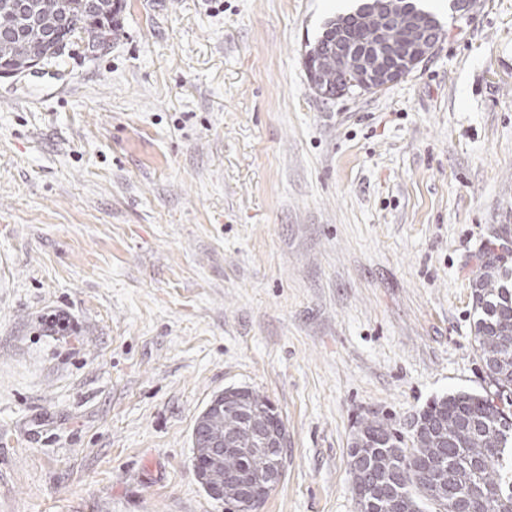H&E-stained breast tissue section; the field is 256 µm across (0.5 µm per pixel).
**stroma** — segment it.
Returning a JSON list of instances; mask_svg holds the SVG:
<instances>
[{
  "instance_id": "stroma-1",
  "label": "stroma",
  "mask_w": 512,
  "mask_h": 512,
  "mask_svg": "<svg viewBox=\"0 0 512 512\" xmlns=\"http://www.w3.org/2000/svg\"><path fill=\"white\" fill-rule=\"evenodd\" d=\"M451 2L433 55L335 100L305 54L336 0H122L104 45L0 77V512H224L192 431L240 387L288 431L259 512H357L359 419L481 391L512 0Z\"/></svg>"
}]
</instances>
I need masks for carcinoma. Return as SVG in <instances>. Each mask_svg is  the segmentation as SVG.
<instances>
[{
  "mask_svg": "<svg viewBox=\"0 0 512 512\" xmlns=\"http://www.w3.org/2000/svg\"><path fill=\"white\" fill-rule=\"evenodd\" d=\"M393 12L346 14L350 39L369 46L376 58L393 46L413 41L397 21L409 9L405 0ZM120 0H0V63L25 69L35 59L62 56L82 31L94 49L116 34ZM332 20L306 54L312 89L322 97L342 95L347 84L370 73L336 51ZM508 259H481L473 299L476 352L484 363L488 390L457 392L433 401L403 436L389 422L373 417L357 422L350 446V473L364 512H421L428 503L439 512H512V270ZM271 426L284 422L270 400L248 388L234 393L224 414L204 428L230 436L236 452L224 455V468L203 471L208 487L223 482L224 471L247 479L261 471L251 449L262 447Z\"/></svg>",
  "mask_w": 512,
  "mask_h": 512,
  "instance_id": "obj_1",
  "label": "carcinoma"
}]
</instances>
